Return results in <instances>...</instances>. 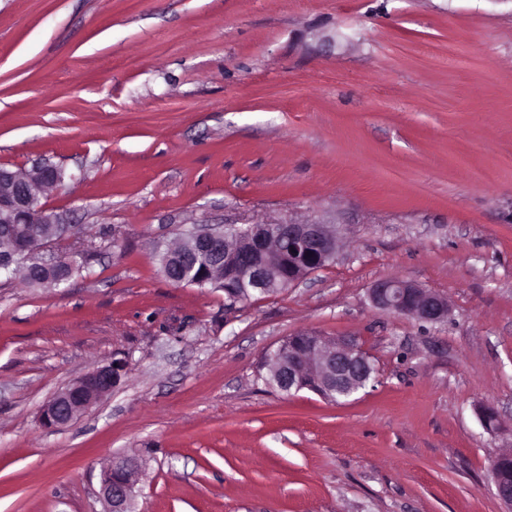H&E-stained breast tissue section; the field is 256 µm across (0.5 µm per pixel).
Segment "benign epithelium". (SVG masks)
Here are the masks:
<instances>
[{
  "label": "benign epithelium",
  "mask_w": 512,
  "mask_h": 512,
  "mask_svg": "<svg viewBox=\"0 0 512 512\" xmlns=\"http://www.w3.org/2000/svg\"><path fill=\"white\" fill-rule=\"evenodd\" d=\"M64 179L57 166L43 162L34 175L24 176L0 166V224H26L28 201L37 192L58 187ZM39 223L49 224L53 232L67 237L68 247L83 248L81 238L67 235L60 215L43 207ZM233 226L205 224L184 237L181 255L189 262L198 252L209 255L212 267L224 269V281H248L252 294L270 293V281L280 276L288 287L310 273L324 267L336 255V235L319 220L298 222L292 219H272L244 228L246 247L229 245ZM29 263L46 270L59 266L63 257L56 251L27 257ZM373 307L411 316L425 323H440L448 317V303L440 295L402 280L376 283L369 294ZM329 351L318 349L311 354L315 371L331 386L342 391L348 400L370 383L367 379L368 355L357 340L336 339L328 344ZM277 361L279 377L288 391L299 392L298 368L293 362ZM123 370V364L113 362L78 378L56 393L40 413L46 428L60 429L70 425L83 411L112 391ZM142 467L130 456H118L101 471L99 495L106 505L104 512H137L136 485Z\"/></svg>",
  "instance_id": "7a95c632"
}]
</instances>
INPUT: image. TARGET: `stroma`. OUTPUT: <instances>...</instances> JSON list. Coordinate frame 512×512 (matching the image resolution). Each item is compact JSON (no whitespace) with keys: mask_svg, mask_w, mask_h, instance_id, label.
Listing matches in <instances>:
<instances>
[{"mask_svg":"<svg viewBox=\"0 0 512 512\" xmlns=\"http://www.w3.org/2000/svg\"><path fill=\"white\" fill-rule=\"evenodd\" d=\"M43 160L92 259L58 288L0 277V512H103L132 453L138 512H511L512 0H0V165ZM274 218L335 226V259L237 303L160 270L198 225ZM385 279L447 320L375 309ZM304 331L355 338L375 381L267 386ZM115 360L111 393L41 426ZM122 370L121 362H112L78 378L48 401L40 413L41 424L51 429L67 427L83 411L112 391Z\"/></svg>","mask_w":512,"mask_h":512,"instance_id":"obj_1","label":"stroma"}]
</instances>
